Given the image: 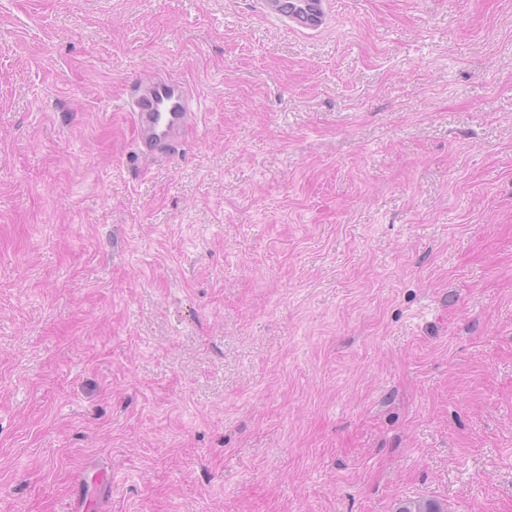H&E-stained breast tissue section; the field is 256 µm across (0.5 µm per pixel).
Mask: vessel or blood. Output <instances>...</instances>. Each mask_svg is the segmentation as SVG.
<instances>
[{"label": "vessel or blood", "mask_w": 512, "mask_h": 512, "mask_svg": "<svg viewBox=\"0 0 512 512\" xmlns=\"http://www.w3.org/2000/svg\"><path fill=\"white\" fill-rule=\"evenodd\" d=\"M333 7L334 0H260L262 16L279 20L289 31L302 35L323 31ZM191 102L185 83L171 77L134 81L129 108L139 154H175L195 121Z\"/></svg>", "instance_id": "b4317fda"}]
</instances>
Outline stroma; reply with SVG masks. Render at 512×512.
Returning <instances> with one entry per match:
<instances>
[{
	"instance_id": "1",
	"label": "stroma",
	"mask_w": 512,
	"mask_h": 512,
	"mask_svg": "<svg viewBox=\"0 0 512 512\" xmlns=\"http://www.w3.org/2000/svg\"><path fill=\"white\" fill-rule=\"evenodd\" d=\"M335 2L0 0V512H512V0ZM262 16L277 19L290 32L315 35L323 31L333 11V0H260ZM191 102L185 83L170 76L134 81L129 108L134 116V140L139 154L174 155L195 121Z\"/></svg>"
}]
</instances>
